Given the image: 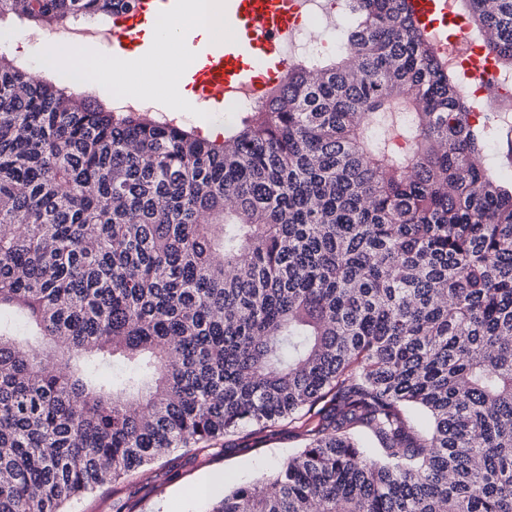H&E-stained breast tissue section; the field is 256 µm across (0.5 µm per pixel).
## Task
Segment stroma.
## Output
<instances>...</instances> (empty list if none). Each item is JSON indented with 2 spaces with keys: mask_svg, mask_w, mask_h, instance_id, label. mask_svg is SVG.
I'll use <instances>...</instances> for the list:
<instances>
[{
  "mask_svg": "<svg viewBox=\"0 0 512 512\" xmlns=\"http://www.w3.org/2000/svg\"><path fill=\"white\" fill-rule=\"evenodd\" d=\"M249 441L244 430L226 437L220 450H176L145 472L67 503V512H115L118 499L126 512H202L225 488L271 473L298 446L284 426L261 447H250Z\"/></svg>",
  "mask_w": 512,
  "mask_h": 512,
  "instance_id": "stroma-1",
  "label": "stroma"
}]
</instances>
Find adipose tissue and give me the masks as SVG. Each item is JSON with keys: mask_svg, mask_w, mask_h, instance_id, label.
<instances>
[{"mask_svg": "<svg viewBox=\"0 0 512 512\" xmlns=\"http://www.w3.org/2000/svg\"><path fill=\"white\" fill-rule=\"evenodd\" d=\"M220 26L219 15L205 10L165 20L160 31L148 35L154 45V58L150 61L136 52L114 61H100L91 52L66 40L33 44L17 33L8 34L6 40L15 56L30 60L31 78L39 79L49 72L63 70L89 84L119 81L127 94L154 97L161 93L176 111L193 112L197 109L194 97L181 80L190 60L180 51L176 34L191 33L205 40Z\"/></svg>", "mask_w": 512, "mask_h": 512, "instance_id": "obj_1", "label": "adipose tissue"}]
</instances>
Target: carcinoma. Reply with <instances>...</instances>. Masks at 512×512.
I'll return each mask as SVG.
<instances>
[{
    "instance_id": "obj_1",
    "label": "carcinoma",
    "mask_w": 512,
    "mask_h": 512,
    "mask_svg": "<svg viewBox=\"0 0 512 512\" xmlns=\"http://www.w3.org/2000/svg\"><path fill=\"white\" fill-rule=\"evenodd\" d=\"M134 0H0L65 28ZM210 141L0 53V512L288 423L204 512H512V178L405 0ZM512 70V0H458ZM116 366L106 376L102 369Z\"/></svg>"
}]
</instances>
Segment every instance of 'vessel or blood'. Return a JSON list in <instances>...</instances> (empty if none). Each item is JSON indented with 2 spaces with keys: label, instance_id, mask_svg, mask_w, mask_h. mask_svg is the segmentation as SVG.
I'll return each instance as SVG.
<instances>
[{
  "label": "vessel or blood",
  "instance_id": "1",
  "mask_svg": "<svg viewBox=\"0 0 512 512\" xmlns=\"http://www.w3.org/2000/svg\"><path fill=\"white\" fill-rule=\"evenodd\" d=\"M182 0H135L129 11L115 17L106 43L130 51L164 16L181 12ZM314 0H222L223 20L234 29V38L219 47L187 40L185 55L194 63L185 72L198 102L223 111L237 96H260L283 77L288 47L300 30L303 16ZM418 25L433 36L438 52L448 50L449 28H462L460 19L449 16L448 0H408Z\"/></svg>",
  "mask_w": 512,
  "mask_h": 512
}]
</instances>
